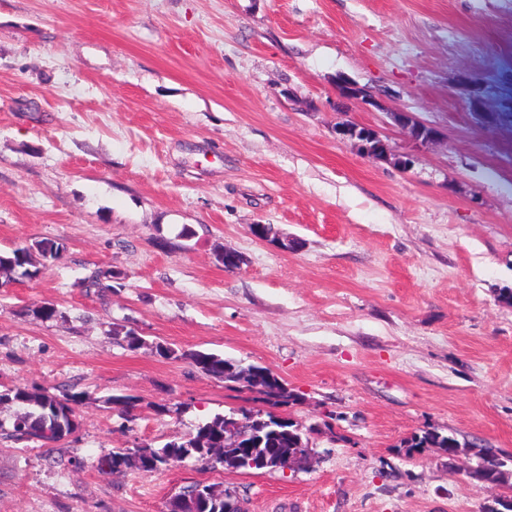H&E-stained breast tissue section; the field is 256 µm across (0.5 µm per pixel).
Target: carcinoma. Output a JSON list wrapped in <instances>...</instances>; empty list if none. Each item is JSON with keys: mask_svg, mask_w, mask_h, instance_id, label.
Instances as JSON below:
<instances>
[{"mask_svg": "<svg viewBox=\"0 0 512 512\" xmlns=\"http://www.w3.org/2000/svg\"><path fill=\"white\" fill-rule=\"evenodd\" d=\"M59 245L51 240H41L30 246L17 247L9 252L0 253V278L8 283L17 277H28L30 272H38L41 262L36 257L47 258V253H55ZM112 335L124 336V341L131 349H140L142 347H151L161 355L168 357L173 354V350L161 343L148 342L141 336L134 334L133 330L122 331L118 327H112ZM185 357L191 360V363L204 373L214 378L223 380L226 383L237 384L241 381L250 387L259 389L262 395V403L271 407H286L296 400L295 394L288 390L287 385L278 376L266 368L250 367L243 368L230 359H226L214 353L204 351H195L185 354ZM78 396L74 394L58 397L55 395L32 392L26 388L16 387L4 391V403L13 404L20 408L17 417H23L29 422V431H12V436L18 440H29L33 437L39 441L60 442L70 436L76 429V426L65 423L66 432H61V426L58 423L59 411L67 409L74 412V404L77 403ZM264 413V417L270 422L280 426V431L273 433L260 421V418H251L246 414H238L237 410H232L225 414H216L210 420L197 426L196 432L179 440L171 441L161 447L156 448L158 466L166 467L169 459L182 454L189 453L198 460L208 459V449L218 447L220 441L224 438V425L238 418L241 424L237 427V433L247 436V440L262 441L253 461L257 464V469L264 471H282L285 468V461L264 455L266 448H290L294 436L303 432L311 433L313 428L306 430L300 429L295 422L284 419L280 420L272 416V412L261 408L256 409V413ZM468 443H461L455 437L443 435L435 430H425L422 433L414 434L404 441V447L411 451L419 452L424 448H442L446 452L453 454L457 451H466L470 447ZM476 449V457L480 470L478 471V482L486 489L491 491L496 487L505 485L512 487V469H507V459L496 449L484 447L482 445L471 446ZM100 469L109 472L118 470V466H123L126 470H136L142 472L145 470L144 464L135 457V454L128 448H117L99 460Z\"/></svg>", "mask_w": 512, "mask_h": 512, "instance_id": "1", "label": "carcinoma"}]
</instances>
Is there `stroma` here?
I'll list each match as a JSON object with an SVG mask.
<instances>
[{"label":"stroma","mask_w":512,"mask_h":512,"mask_svg":"<svg viewBox=\"0 0 512 512\" xmlns=\"http://www.w3.org/2000/svg\"><path fill=\"white\" fill-rule=\"evenodd\" d=\"M340 76L379 107L337 112ZM394 108L439 142L412 149ZM345 120L412 167L360 155ZM45 239L42 275L0 285V390L78 394L77 428L18 440L0 408V512H164L198 482L247 512H480V483L403 442L512 455V0H0V251ZM106 269L123 287H84ZM192 350L284 380L313 467L99 471L256 406ZM99 465L101 470L104 471L105 468H107L105 471H109L110 473H114V471L118 470V466L120 465L124 467V470L129 469L145 473V465L141 463L128 448L112 449V452L99 460Z\"/></svg>","instance_id":"35a3bbf8"}]
</instances>
